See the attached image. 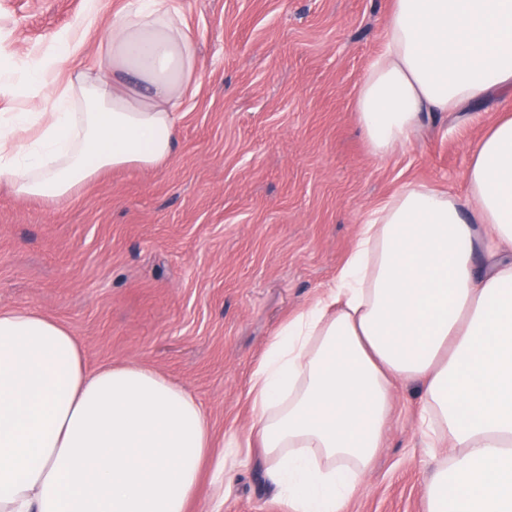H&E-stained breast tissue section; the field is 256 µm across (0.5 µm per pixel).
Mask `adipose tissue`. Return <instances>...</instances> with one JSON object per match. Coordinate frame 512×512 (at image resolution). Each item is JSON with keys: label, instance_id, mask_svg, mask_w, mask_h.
<instances>
[{"label": "adipose tissue", "instance_id": "obj_1", "mask_svg": "<svg viewBox=\"0 0 512 512\" xmlns=\"http://www.w3.org/2000/svg\"><path fill=\"white\" fill-rule=\"evenodd\" d=\"M79 44L0 69L40 96L0 128V181L61 202L174 152L197 72L180 0H129L93 70L50 84ZM512 90V0H392L355 108L375 158L427 113ZM472 201L411 183L372 208L335 280L283 323L250 379L268 476L287 512H345L414 387L431 445L425 512H512V113L472 147ZM196 397L128 360L90 368L32 308L0 309V512H189L212 452Z\"/></svg>", "mask_w": 512, "mask_h": 512}]
</instances>
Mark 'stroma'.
Instances as JSON below:
<instances>
[{
  "instance_id": "35a3bbf8",
  "label": "stroma",
  "mask_w": 512,
  "mask_h": 512,
  "mask_svg": "<svg viewBox=\"0 0 512 512\" xmlns=\"http://www.w3.org/2000/svg\"><path fill=\"white\" fill-rule=\"evenodd\" d=\"M101 0L71 64L93 67ZM198 59L172 157L103 173L63 203L0 184V308L61 320L96 367L134 359L202 402L215 443L251 423L250 377L270 338L336 277L362 217L411 182L467 201L471 146L512 93L436 112L376 161L354 103L391 0H183ZM86 0H0V49L22 59L76 26ZM411 389L347 512H424L430 457ZM201 474L190 512H286L258 447Z\"/></svg>"
}]
</instances>
